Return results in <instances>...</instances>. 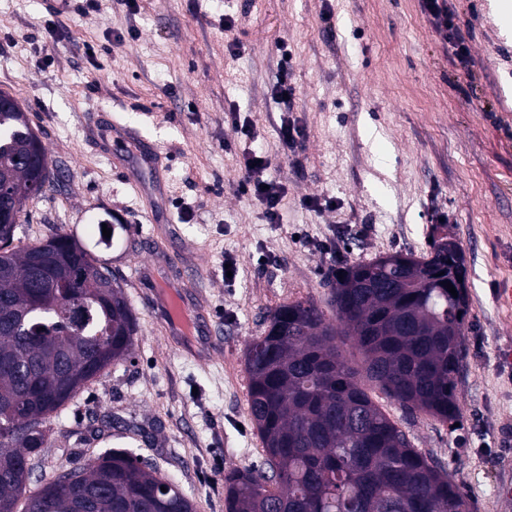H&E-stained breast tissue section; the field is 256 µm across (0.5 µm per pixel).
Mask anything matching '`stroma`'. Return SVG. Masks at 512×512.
<instances>
[{"label": "stroma", "mask_w": 512, "mask_h": 512, "mask_svg": "<svg viewBox=\"0 0 512 512\" xmlns=\"http://www.w3.org/2000/svg\"><path fill=\"white\" fill-rule=\"evenodd\" d=\"M450 3L470 49L466 70L419 0H139L134 11L101 0L41 39L44 0H0V91L28 109L53 169L52 186L24 208L18 243L64 231L92 246L114 213L123 227L100 256L136 318L131 361L57 422L40 473L137 448L197 512H224L225 472L262 459L244 351L267 315L297 300L330 312V268L419 254L445 234L467 270L463 425L406 414L377 388L370 395L475 512H512V310L497 302L512 285V32L491 0ZM284 61L297 87L291 117L306 134L298 169L279 142L283 107L271 93ZM233 108L252 139L237 133ZM94 113L157 146L164 168L133 184L135 153L106 149L88 124ZM247 147L265 153L288 191L281 223L239 190ZM307 197L330 206L307 210ZM152 221L211 310L212 352L190 355L163 331L166 310L149 292L168 258L143 246ZM228 264L235 277H225Z\"/></svg>", "instance_id": "1"}]
</instances>
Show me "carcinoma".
Here are the masks:
<instances>
[{
	"mask_svg": "<svg viewBox=\"0 0 512 512\" xmlns=\"http://www.w3.org/2000/svg\"><path fill=\"white\" fill-rule=\"evenodd\" d=\"M50 178L26 108L0 110V211L21 216ZM19 229L0 224V512H195L178 484L130 449L77 458L30 488L54 423L129 357L136 322L124 289L73 235L18 247ZM37 253L69 272L67 288L46 286ZM464 277L460 247L443 237L422 257L388 254L329 272L335 325L311 302L270 312L245 349L263 459L224 474V512H475L369 394L377 386L410 412L462 422ZM338 337L353 341L360 361Z\"/></svg>",
	"mask_w": 512,
	"mask_h": 512,
	"instance_id": "obj_1",
	"label": "carcinoma"
}]
</instances>
